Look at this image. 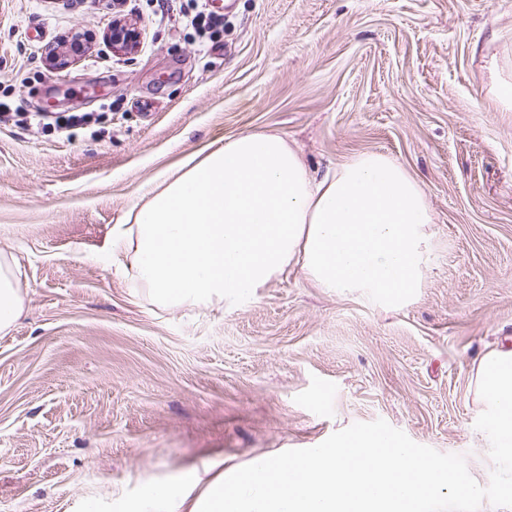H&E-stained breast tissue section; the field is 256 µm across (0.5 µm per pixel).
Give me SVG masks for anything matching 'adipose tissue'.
<instances>
[{"mask_svg":"<svg viewBox=\"0 0 512 512\" xmlns=\"http://www.w3.org/2000/svg\"><path fill=\"white\" fill-rule=\"evenodd\" d=\"M433 219L423 187L370 152L314 176L287 140L247 132L187 158L112 228L107 258L133 287L168 308L235 305L301 267L318 286L366 290L390 306L425 283ZM25 310L14 257L0 252V333ZM476 390L497 445L512 456V348L481 360ZM463 489L436 460L418 466L383 433L354 435L297 458L259 457L231 479L190 471L143 484L127 512H418L423 499Z\"/></svg>","mask_w":512,"mask_h":512,"instance_id":"adipose-tissue-1","label":"adipose tissue"}]
</instances>
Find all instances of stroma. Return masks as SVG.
<instances>
[{"label": "stroma", "mask_w": 512, "mask_h": 512, "mask_svg": "<svg viewBox=\"0 0 512 512\" xmlns=\"http://www.w3.org/2000/svg\"><path fill=\"white\" fill-rule=\"evenodd\" d=\"M0 0V250L26 308L0 335V512H122L142 484L232 472L353 433L456 460L474 491L421 512H512V459L474 393L512 346V0ZM140 45L116 54L113 19ZM84 52L50 71L51 52ZM72 115L89 124L67 126ZM314 173L366 152L426 191L425 286L389 310L300 268L254 302L171 310L99 255L148 188L239 134ZM488 70L498 112H512V58L491 57Z\"/></svg>", "instance_id": "stroma-1"}]
</instances>
